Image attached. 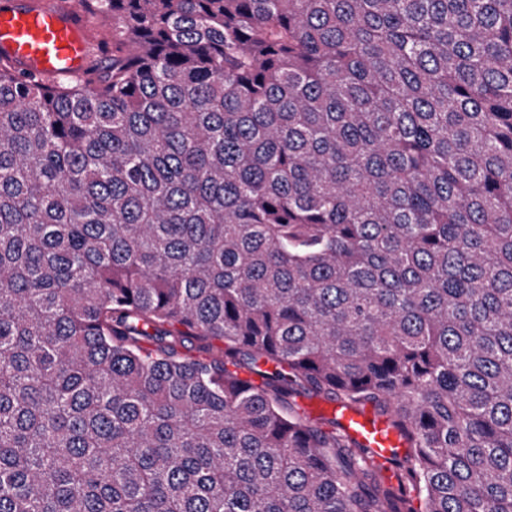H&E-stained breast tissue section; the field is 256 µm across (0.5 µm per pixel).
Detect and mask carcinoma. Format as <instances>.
I'll return each instance as SVG.
<instances>
[{
	"instance_id": "cac0c4a2",
	"label": "carcinoma",
	"mask_w": 512,
	"mask_h": 512,
	"mask_svg": "<svg viewBox=\"0 0 512 512\" xmlns=\"http://www.w3.org/2000/svg\"><path fill=\"white\" fill-rule=\"evenodd\" d=\"M77 3L107 71L0 61V512H512V0ZM291 401L297 413H299V415H301L303 418H306L308 421L310 419L311 424L319 426L324 430L331 429V426L328 423V419L331 418L329 414L325 412H319L314 415H310L307 413L308 406L326 405L331 401L325 399L323 396L315 395L307 391L294 395ZM334 413L340 430L363 448H370L375 463L391 468L392 461L403 454L405 440L387 421L367 408H352L336 401L322 407Z\"/></svg>"
}]
</instances>
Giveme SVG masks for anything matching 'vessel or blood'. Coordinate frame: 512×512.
I'll list each match as a JSON object with an SVG mask.
<instances>
[{
  "instance_id": "b4317fda",
  "label": "vessel or blood",
  "mask_w": 512,
  "mask_h": 512,
  "mask_svg": "<svg viewBox=\"0 0 512 512\" xmlns=\"http://www.w3.org/2000/svg\"><path fill=\"white\" fill-rule=\"evenodd\" d=\"M85 14L42 0H0V56L19 71H30L51 81L79 77L89 63L90 47ZM340 430L359 446L371 449L373 460L391 466L402 455L400 432L367 408L336 402L331 406Z\"/></svg>"
}]
</instances>
